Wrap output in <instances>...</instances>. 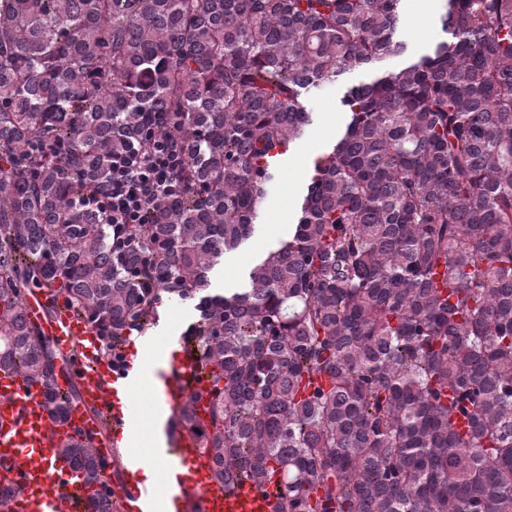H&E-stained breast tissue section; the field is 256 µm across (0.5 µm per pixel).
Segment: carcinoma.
Segmentation results:
<instances>
[{"instance_id": "obj_1", "label": "carcinoma", "mask_w": 512, "mask_h": 512, "mask_svg": "<svg viewBox=\"0 0 512 512\" xmlns=\"http://www.w3.org/2000/svg\"><path fill=\"white\" fill-rule=\"evenodd\" d=\"M444 2L408 56L400 0H0V372L64 422L80 394L26 294L117 354L166 293L195 302L210 401L178 423L227 487L277 472L276 512H512V0ZM353 70L293 234L209 292L307 94ZM168 136L179 191L105 223L112 154ZM60 452L100 485L87 512H116L95 437Z\"/></svg>"}]
</instances>
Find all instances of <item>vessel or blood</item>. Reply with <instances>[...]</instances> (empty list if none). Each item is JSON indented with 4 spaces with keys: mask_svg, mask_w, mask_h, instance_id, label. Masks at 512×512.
<instances>
[{
    "mask_svg": "<svg viewBox=\"0 0 512 512\" xmlns=\"http://www.w3.org/2000/svg\"><path fill=\"white\" fill-rule=\"evenodd\" d=\"M26 306L55 347L70 354L69 375L80 400L62 425L52 419L40 385L0 374V486L20 488L19 512H77L87 498L86 484L59 448L73 427L85 425L90 409L119 443L114 453L124 480L114 486L117 512H276L275 482L262 492L248 484L227 491L196 440L172 429L171 419L188 393L201 388L193 353L164 354L165 347L184 341L177 320L156 317L133 342L140 360L115 366L100 358L103 341L87 321L63 307L43 319L44 304L36 297ZM150 462L163 469L183 466L191 479L176 487L162 481L138 486L136 474Z\"/></svg>",
    "mask_w": 512,
    "mask_h": 512,
    "instance_id": "obj_1",
    "label": "vessel or blood"
}]
</instances>
